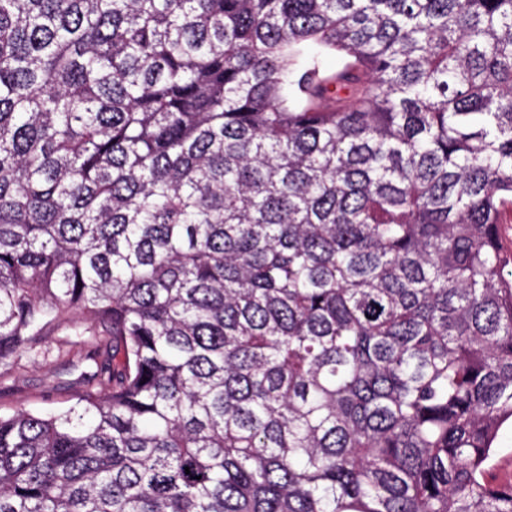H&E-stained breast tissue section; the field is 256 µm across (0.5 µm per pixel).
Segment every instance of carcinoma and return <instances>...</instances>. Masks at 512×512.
Masks as SVG:
<instances>
[{"label": "carcinoma", "mask_w": 512, "mask_h": 512, "mask_svg": "<svg viewBox=\"0 0 512 512\" xmlns=\"http://www.w3.org/2000/svg\"><path fill=\"white\" fill-rule=\"evenodd\" d=\"M508 205L512 0H0V512H512ZM23 366L0 379V414L19 409L48 411L72 404L73 390L66 384L81 373L94 371L89 363L72 366L55 356L23 359ZM497 451L490 464V474L497 480H512V426L502 428L499 433Z\"/></svg>", "instance_id": "1"}]
</instances>
